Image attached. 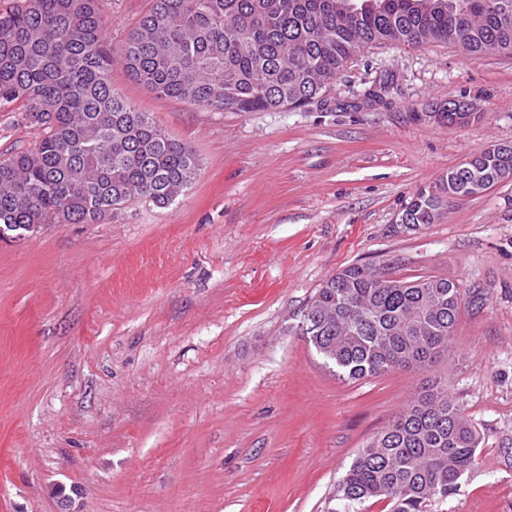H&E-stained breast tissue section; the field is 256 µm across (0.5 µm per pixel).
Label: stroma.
<instances>
[{
    "label": "stroma",
    "instance_id": "1",
    "mask_svg": "<svg viewBox=\"0 0 512 512\" xmlns=\"http://www.w3.org/2000/svg\"><path fill=\"white\" fill-rule=\"evenodd\" d=\"M148 0H106L120 47ZM112 86L196 150L168 208L0 240V512H331L369 439L431 380L479 429L432 512H512V182L452 200L420 231L416 192L512 142V58L387 42L325 101L215 112ZM477 105L448 127L437 110ZM37 130L0 112V155ZM358 263L459 285L455 335L423 369L337 377L302 328Z\"/></svg>",
    "mask_w": 512,
    "mask_h": 512
}]
</instances>
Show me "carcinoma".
<instances>
[{
    "label": "carcinoma",
    "instance_id": "carcinoma-1",
    "mask_svg": "<svg viewBox=\"0 0 512 512\" xmlns=\"http://www.w3.org/2000/svg\"><path fill=\"white\" fill-rule=\"evenodd\" d=\"M103 0H17L0 9V112L41 131L35 148L0 156V228L91 224L145 200L175 202L196 179L199 159L112 89L119 56L130 78L160 99L216 112L302 107L321 95L362 49L400 42L446 43L512 56V0H150L118 52L106 36ZM448 126L480 116L450 101ZM498 183L507 159L482 155L419 189L404 210L434 224L472 167ZM461 290L437 276L395 279L352 264L307 305L311 343L358 380L422 367L447 350ZM478 429L432 384L353 459L332 512L385 500L390 512H431L471 469Z\"/></svg>",
    "mask_w": 512,
    "mask_h": 512
}]
</instances>
